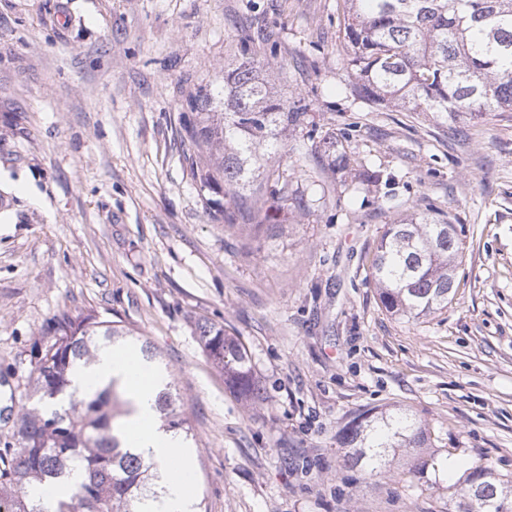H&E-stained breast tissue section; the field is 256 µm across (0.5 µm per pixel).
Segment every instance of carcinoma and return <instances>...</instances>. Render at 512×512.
Segmentation results:
<instances>
[{
    "label": "carcinoma",
    "mask_w": 512,
    "mask_h": 512,
    "mask_svg": "<svg viewBox=\"0 0 512 512\" xmlns=\"http://www.w3.org/2000/svg\"><path fill=\"white\" fill-rule=\"evenodd\" d=\"M344 39L356 97L409 112H431L454 121L467 113L512 112V0H343ZM180 114L185 160L215 221L234 226L248 216L307 206L305 192L262 163L263 146L285 132L313 125L305 106H288L259 80L248 58L224 71V111H216L207 87L188 97ZM330 167L347 169L349 158L335 139L323 140ZM368 186L391 181L384 170L363 168ZM230 195L235 210L216 196ZM450 223L426 214L388 225L377 247L373 276L384 308L418 320L448 306L455 293L451 264L459 254ZM55 337L34 368L23 413L13 433L15 448L0 452V512H44L30 489L62 488L53 512H135L163 488L154 463L121 447L115 419L127 402L109 385L92 396L71 390L70 375L88 366L100 347L130 342L129 329L79 312L57 320ZM201 344L224 380L246 398L262 399L245 346L213 323L197 325ZM168 431L190 434L183 410L168 387L156 398ZM347 463L375 476L409 448L434 444L427 423L409 412L368 411L340 431ZM457 493L455 512H506L512 481L490 466H475Z\"/></svg>",
    "instance_id": "carcinoma-1"
}]
</instances>
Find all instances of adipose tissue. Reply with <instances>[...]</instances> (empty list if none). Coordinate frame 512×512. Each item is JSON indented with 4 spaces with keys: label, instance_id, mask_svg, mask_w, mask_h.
Listing matches in <instances>:
<instances>
[{
    "label": "adipose tissue",
    "instance_id": "1",
    "mask_svg": "<svg viewBox=\"0 0 512 512\" xmlns=\"http://www.w3.org/2000/svg\"><path fill=\"white\" fill-rule=\"evenodd\" d=\"M112 381L124 391L128 402L120 434L154 460L165 489L161 498L147 500L140 512H189L193 464L181 436L162 429L156 421V374L141 356L112 346L101 348L92 365L78 367L72 373V388L80 396Z\"/></svg>",
    "mask_w": 512,
    "mask_h": 512
}]
</instances>
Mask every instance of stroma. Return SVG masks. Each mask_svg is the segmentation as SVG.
Segmentation results:
<instances>
[{
	"label": "stroma",
	"mask_w": 512,
	"mask_h": 512,
	"mask_svg": "<svg viewBox=\"0 0 512 512\" xmlns=\"http://www.w3.org/2000/svg\"><path fill=\"white\" fill-rule=\"evenodd\" d=\"M342 0H0V449L65 313L119 322L158 350L191 427L196 512H450L476 465L512 480V112L376 106L352 93ZM258 53L272 94L307 106L299 187L336 138L352 171L250 231L221 224L184 159L197 87ZM310 187V186H309ZM433 211L464 250L444 310L382 307L372 262L386 225ZM239 337L264 398L224 381L197 323ZM415 414L438 438L439 490L401 464L346 465L338 432L369 410Z\"/></svg>",
	"instance_id": "1"
}]
</instances>
